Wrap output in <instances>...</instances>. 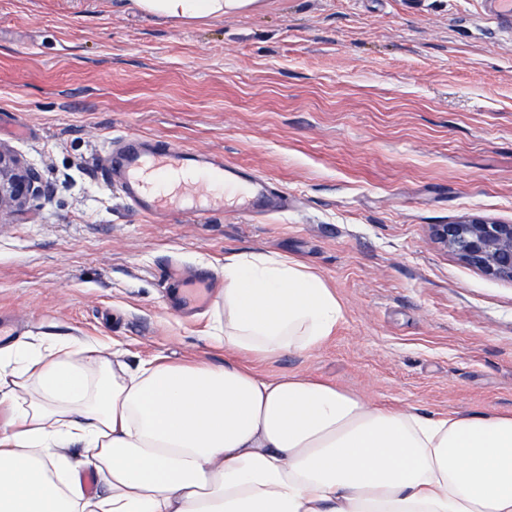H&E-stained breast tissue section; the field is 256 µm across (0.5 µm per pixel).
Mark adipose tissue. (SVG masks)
Listing matches in <instances>:
<instances>
[{"instance_id":"1","label":"adipose tissue","mask_w":512,"mask_h":512,"mask_svg":"<svg viewBox=\"0 0 512 512\" xmlns=\"http://www.w3.org/2000/svg\"><path fill=\"white\" fill-rule=\"evenodd\" d=\"M133 3L189 23L261 0ZM214 316L216 340L267 359L321 344L343 308L304 264L239 252ZM0 402V512H512V415L432 418L301 374L133 367L41 336L0 347ZM74 446L105 492L86 491Z\"/></svg>"}]
</instances>
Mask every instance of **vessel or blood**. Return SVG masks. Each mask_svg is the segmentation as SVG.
Here are the masks:
<instances>
[{
  "label": "vessel or blood",
  "instance_id": "vessel-or-blood-1",
  "mask_svg": "<svg viewBox=\"0 0 512 512\" xmlns=\"http://www.w3.org/2000/svg\"><path fill=\"white\" fill-rule=\"evenodd\" d=\"M201 168L223 178L225 183L240 185V192L228 204L242 215L257 217L272 211H285L289 206L287 191L267 178L219 156L203 155L176 146L158 147L154 139L145 136L126 139L121 147L113 151L102 174L105 181H118L134 208L144 215L192 214L202 219L227 203L203 191L192 194L160 193L146 180L147 174L158 169L175 175ZM166 286L169 307L183 314H191L208 304L213 280L206 274L192 281L172 274L168 276Z\"/></svg>",
  "mask_w": 512,
  "mask_h": 512
}]
</instances>
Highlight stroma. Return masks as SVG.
Segmentation results:
<instances>
[{
    "mask_svg": "<svg viewBox=\"0 0 512 512\" xmlns=\"http://www.w3.org/2000/svg\"><path fill=\"white\" fill-rule=\"evenodd\" d=\"M149 136L270 178L288 211L146 218L101 180ZM0 145L49 192L0 212V322L136 364L233 360L387 409L512 414V280L435 224H512V18L486 0H265L181 23L122 0H0ZM279 254L344 309L319 347L257 359L165 303L170 265Z\"/></svg>",
    "mask_w": 512,
    "mask_h": 512,
    "instance_id": "stroma-1",
    "label": "stroma"
}]
</instances>
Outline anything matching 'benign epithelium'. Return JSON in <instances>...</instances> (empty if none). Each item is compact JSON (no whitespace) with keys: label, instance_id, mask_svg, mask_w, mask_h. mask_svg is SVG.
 <instances>
[{"label":"benign epithelium","instance_id":"benign-epithelium-1","mask_svg":"<svg viewBox=\"0 0 512 512\" xmlns=\"http://www.w3.org/2000/svg\"><path fill=\"white\" fill-rule=\"evenodd\" d=\"M48 193L40 170L0 147V209L37 201ZM433 237L461 261L512 280V224L471 220L436 224Z\"/></svg>","mask_w":512,"mask_h":512}]
</instances>
